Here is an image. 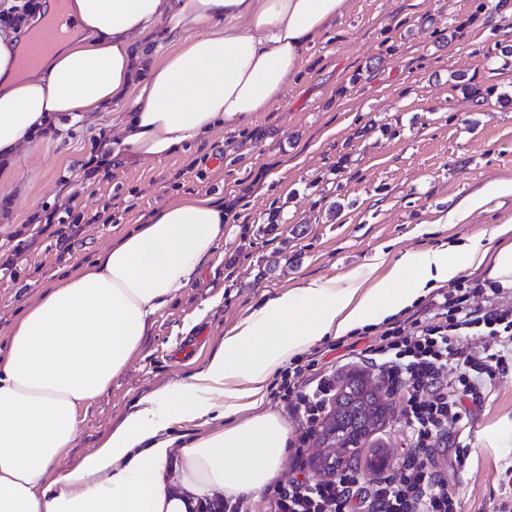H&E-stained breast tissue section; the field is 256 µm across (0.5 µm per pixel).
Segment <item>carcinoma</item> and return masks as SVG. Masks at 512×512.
I'll return each mask as SVG.
<instances>
[{
	"label": "carcinoma",
	"mask_w": 512,
	"mask_h": 512,
	"mask_svg": "<svg viewBox=\"0 0 512 512\" xmlns=\"http://www.w3.org/2000/svg\"><path fill=\"white\" fill-rule=\"evenodd\" d=\"M391 411L392 405L369 382L349 381L341 387L330 419L321 425L318 442L336 438L356 445Z\"/></svg>",
	"instance_id": "1"
}]
</instances>
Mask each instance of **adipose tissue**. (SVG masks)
Instances as JSON below:
<instances>
[{
    "instance_id": "ef3b65f1",
    "label": "adipose tissue",
    "mask_w": 512,
    "mask_h": 512,
    "mask_svg": "<svg viewBox=\"0 0 512 512\" xmlns=\"http://www.w3.org/2000/svg\"><path fill=\"white\" fill-rule=\"evenodd\" d=\"M348 0H75L80 34L20 71L17 33L0 25V162L45 131L135 96L108 148L123 162L164 159L266 111L308 45ZM143 44H134V37ZM224 208L198 197L162 204L63 273L14 320L0 350V512H197L200 502L255 497L284 470L288 424L262 410L269 378L326 336H343L413 305L466 270L512 288L504 245L480 241L404 254L384 275L311 281L224 334L206 364L138 401L99 447L70 467L80 408L107 392L148 323L201 277L224 236ZM202 420V433L173 434Z\"/></svg>"
}]
</instances>
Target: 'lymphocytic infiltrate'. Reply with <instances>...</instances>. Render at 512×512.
<instances>
[{"label":"lymphocytic infiltrate","mask_w":512,"mask_h":512,"mask_svg":"<svg viewBox=\"0 0 512 512\" xmlns=\"http://www.w3.org/2000/svg\"><path fill=\"white\" fill-rule=\"evenodd\" d=\"M502 287L463 277L428 302L393 318L363 350L391 393L400 395L407 443L393 473L365 482L347 466L326 479L306 471L305 447L336 395L324 351L293 359L274 396L295 423L292 475L267 490L271 512H459V503L430 455L452 426L466 427L471 405L512 365V306Z\"/></svg>","instance_id":"1"}]
</instances>
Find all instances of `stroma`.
Instances as JSON below:
<instances>
[{
    "label": "stroma",
    "instance_id": "obj_1",
    "mask_svg": "<svg viewBox=\"0 0 512 512\" xmlns=\"http://www.w3.org/2000/svg\"><path fill=\"white\" fill-rule=\"evenodd\" d=\"M499 41L512 45V0H349L309 43L296 80L247 129L227 127L177 156L116 162L83 180V163L100 155L125 102L19 155L0 245L45 203L105 210L112 220L83 225L67 255L44 235L15 256L16 279H0V348L19 311L60 272L147 223L161 202L210 196L234 206L198 285L153 316L126 371L79 410L63 464L94 451L141 398L201 369L225 331L268 299L363 275L379 252L392 262L448 242L491 244L493 229L512 222V193L458 223L442 218L486 183L512 181V56L492 60ZM219 155L223 164L213 165ZM401 436L388 415L354 462L366 466L380 448L400 455ZM433 458L461 512H496L512 486V367Z\"/></svg>",
    "mask_w": 512,
    "mask_h": 512
}]
</instances>
